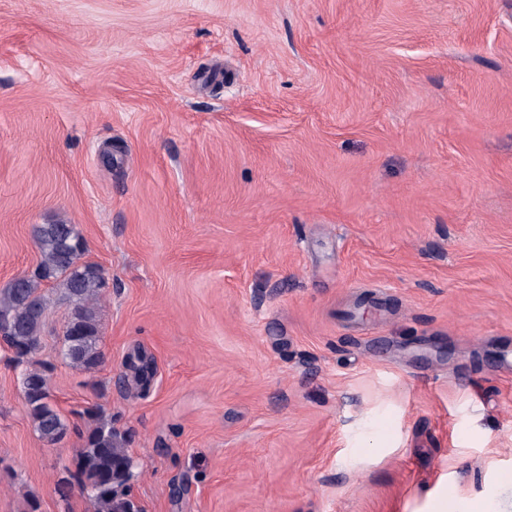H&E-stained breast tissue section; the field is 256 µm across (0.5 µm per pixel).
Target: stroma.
<instances>
[{
  "instance_id": "1",
  "label": "stroma",
  "mask_w": 512,
  "mask_h": 512,
  "mask_svg": "<svg viewBox=\"0 0 512 512\" xmlns=\"http://www.w3.org/2000/svg\"><path fill=\"white\" fill-rule=\"evenodd\" d=\"M59 220L104 359L52 305L50 444L0 348V512L89 406L141 512H512V0H0V288Z\"/></svg>"
}]
</instances>
